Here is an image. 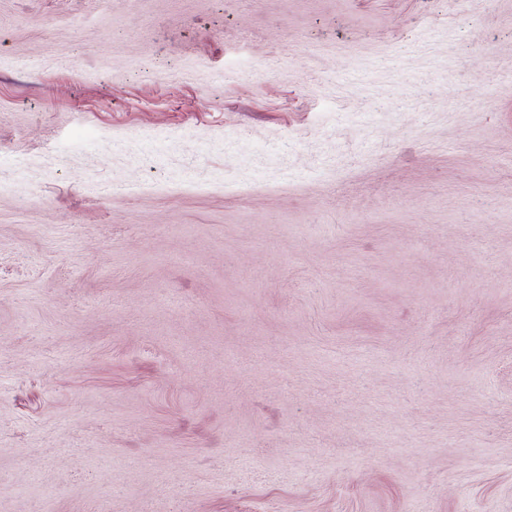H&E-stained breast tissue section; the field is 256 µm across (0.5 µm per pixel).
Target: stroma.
<instances>
[{"label":"stroma","mask_w":512,"mask_h":512,"mask_svg":"<svg viewBox=\"0 0 512 512\" xmlns=\"http://www.w3.org/2000/svg\"><path fill=\"white\" fill-rule=\"evenodd\" d=\"M509 56L512 0H0V512H512Z\"/></svg>","instance_id":"1"}]
</instances>
